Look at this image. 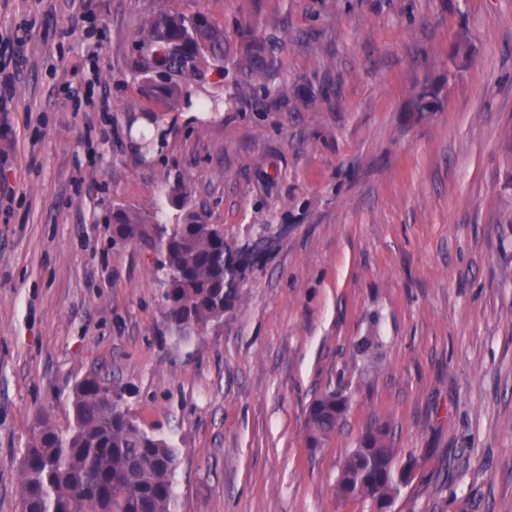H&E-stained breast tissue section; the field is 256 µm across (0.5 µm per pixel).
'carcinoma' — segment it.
Listing matches in <instances>:
<instances>
[{
	"label": "carcinoma",
	"instance_id": "obj_1",
	"mask_svg": "<svg viewBox=\"0 0 512 512\" xmlns=\"http://www.w3.org/2000/svg\"><path fill=\"white\" fill-rule=\"evenodd\" d=\"M243 44L238 81H260L275 65L272 45L250 28L238 30ZM229 52L224 29L203 13L190 18L161 9L136 37L135 68L152 75L141 93L178 100L210 65L224 72ZM170 196L181 214L173 224H149L137 214H112V240L150 243L171 325L181 334L221 320L239 302L237 271L226 258L224 225L209 224L187 206L180 187ZM68 425L43 419L31 432L21 460V512H173L176 449L142 429L122 402L103 388L98 375L74 382L67 396ZM349 409L340 391L313 400L307 418L309 447L322 446ZM407 471L395 472L393 448L383 426L365 430L344 456L336 488L340 496L387 499L399 492Z\"/></svg>",
	"mask_w": 512,
	"mask_h": 512
}]
</instances>
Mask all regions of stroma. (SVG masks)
Returning a JSON list of instances; mask_svg holds the SVG:
<instances>
[{
  "mask_svg": "<svg viewBox=\"0 0 512 512\" xmlns=\"http://www.w3.org/2000/svg\"><path fill=\"white\" fill-rule=\"evenodd\" d=\"M162 8L257 28L277 75L205 69L220 112L144 97L133 42ZM0 35V512L90 373L177 449V512H376L336 475L378 421L417 462L390 512H512V0H0ZM177 183L229 250L273 239L184 338L154 250L110 224L174 222ZM328 390L350 411L312 449Z\"/></svg>",
  "mask_w": 512,
  "mask_h": 512,
  "instance_id": "1",
  "label": "stroma"
}]
</instances>
